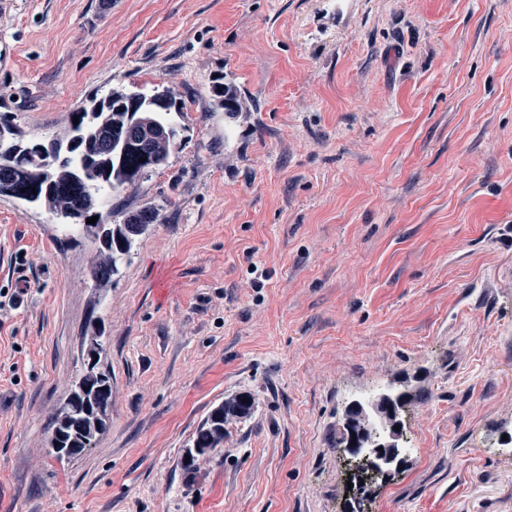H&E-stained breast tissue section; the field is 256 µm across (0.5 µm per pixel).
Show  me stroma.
<instances>
[{
  "instance_id": "35a3bbf8",
  "label": "stroma",
  "mask_w": 512,
  "mask_h": 512,
  "mask_svg": "<svg viewBox=\"0 0 512 512\" xmlns=\"http://www.w3.org/2000/svg\"><path fill=\"white\" fill-rule=\"evenodd\" d=\"M1 41L26 139L117 87L169 92L180 135L103 208L160 214L106 290L91 241L0 196V512H343L342 411L387 388L408 461L368 512H512V0H0ZM93 318L112 424L60 461ZM243 397H248V402H243ZM254 407V401L249 394H243L236 397L230 405L221 403L213 408L198 426L195 435L187 446L186 456L190 457L186 461V467L190 468L197 456H203L220 448L224 443V421L225 424L234 417L226 416V412L231 411L238 418L248 417Z\"/></svg>"
}]
</instances>
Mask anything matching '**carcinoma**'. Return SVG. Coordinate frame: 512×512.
<instances>
[{"mask_svg": "<svg viewBox=\"0 0 512 512\" xmlns=\"http://www.w3.org/2000/svg\"><path fill=\"white\" fill-rule=\"evenodd\" d=\"M217 106L226 112L241 109L234 86L214 87ZM176 102L166 93L132 92L114 88L104 98L92 101L75 115L78 123L71 124L67 144L49 143L50 156L38 157V143L24 139L12 120L0 116V169L12 168L8 177H0V196L13 197L27 203L47 205L61 202L63 207L54 211L68 224H86L93 216H101L102 191H117L137 185L149 172L168 163L179 138L178 126L168 120ZM159 213L153 208H142L126 213L123 223L103 225L104 235L98 245V260L89 274L94 286L107 288L120 272V266L131 261L137 241L157 223ZM98 388L101 396L98 419L92 421L85 402L77 397L79 382ZM384 394L396 401L397 419H402L410 403L407 391L388 389ZM375 397L354 399L359 409L343 418L346 426L336 432V447L347 448L348 439L363 435L364 421L375 428L379 438L389 437L394 429L375 415L363 418L366 403ZM254 401L236 397L231 404L213 408L198 426L187 446L186 455L191 467L197 456H203L224 443V414L232 412L239 418L249 416ZM112 377L103 371L94 378L77 372L69 393L53 420L50 443L61 448H93L107 432L112 419ZM370 468L363 462L352 464L349 489L352 496L347 506L356 502L357 495L365 492L361 481Z\"/></svg>", "mask_w": 512, "mask_h": 512, "instance_id": "obj_1", "label": "carcinoma"}]
</instances>
